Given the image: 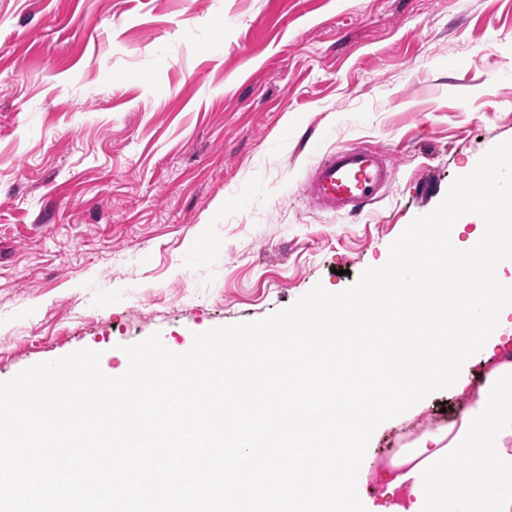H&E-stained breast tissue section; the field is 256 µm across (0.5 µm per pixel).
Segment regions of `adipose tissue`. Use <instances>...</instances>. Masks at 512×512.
<instances>
[{
    "label": "adipose tissue",
    "mask_w": 512,
    "mask_h": 512,
    "mask_svg": "<svg viewBox=\"0 0 512 512\" xmlns=\"http://www.w3.org/2000/svg\"><path fill=\"white\" fill-rule=\"evenodd\" d=\"M448 427L394 463L378 512H512V362L495 364Z\"/></svg>",
    "instance_id": "adipose-tissue-1"
}]
</instances>
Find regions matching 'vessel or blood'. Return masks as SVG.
<instances>
[{
  "mask_svg": "<svg viewBox=\"0 0 512 512\" xmlns=\"http://www.w3.org/2000/svg\"><path fill=\"white\" fill-rule=\"evenodd\" d=\"M394 176L395 165L386 152L352 146L329 151L313 164L302 189L321 211L359 214L384 196Z\"/></svg>",
  "mask_w": 512,
  "mask_h": 512,
  "instance_id": "obj_1",
  "label": "vessel or blood"
}]
</instances>
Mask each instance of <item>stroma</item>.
<instances>
[{"label":"stroma","mask_w":512,"mask_h":512,"mask_svg":"<svg viewBox=\"0 0 512 512\" xmlns=\"http://www.w3.org/2000/svg\"><path fill=\"white\" fill-rule=\"evenodd\" d=\"M510 139L512 0H0V380L84 348L117 376L152 334L346 289ZM357 143L392 185L318 211L310 166Z\"/></svg>","instance_id":"obj_1"}]
</instances>
